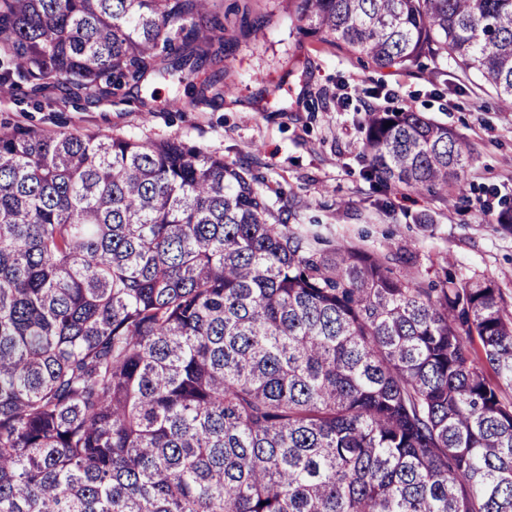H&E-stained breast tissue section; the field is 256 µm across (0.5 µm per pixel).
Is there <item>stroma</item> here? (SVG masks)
I'll use <instances>...</instances> for the list:
<instances>
[{
	"mask_svg": "<svg viewBox=\"0 0 512 512\" xmlns=\"http://www.w3.org/2000/svg\"><path fill=\"white\" fill-rule=\"evenodd\" d=\"M224 85L219 99L195 91L207 70L183 80L147 76L89 98L30 84L0 93V126L50 133L99 131L142 142L178 139L248 170L291 229L414 260L419 281L438 280L436 257L463 278L489 276L512 312V234L497 220L512 203V109L458 66L423 62L379 70L357 55L304 36L288 0H220ZM409 109L447 125L471 157L447 198L364 179L365 108Z\"/></svg>",
	"mask_w": 512,
	"mask_h": 512,
	"instance_id": "obj_1",
	"label": "stroma"
}]
</instances>
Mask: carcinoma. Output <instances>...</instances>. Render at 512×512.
<instances>
[{
	"mask_svg": "<svg viewBox=\"0 0 512 512\" xmlns=\"http://www.w3.org/2000/svg\"><path fill=\"white\" fill-rule=\"evenodd\" d=\"M215 0H0V89L88 97L222 61ZM380 69L446 59L512 109V0H288ZM364 176L470 156L368 111ZM288 229L173 139L0 128V512H512V313Z\"/></svg>",
	"mask_w": 512,
	"mask_h": 512,
	"instance_id": "obj_1",
	"label": "carcinoma"
}]
</instances>
